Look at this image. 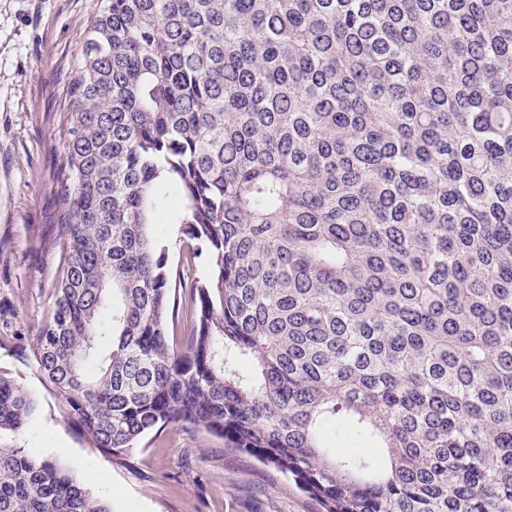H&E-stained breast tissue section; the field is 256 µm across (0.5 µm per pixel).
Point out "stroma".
Instances as JSON below:
<instances>
[{
    "instance_id": "stroma-1",
    "label": "stroma",
    "mask_w": 512,
    "mask_h": 512,
    "mask_svg": "<svg viewBox=\"0 0 512 512\" xmlns=\"http://www.w3.org/2000/svg\"><path fill=\"white\" fill-rule=\"evenodd\" d=\"M97 0H0V368L36 398L17 444L90 480L112 512H318L273 466L186 426L133 449L89 443L42 384L31 347L46 324L61 253L58 201L69 87Z\"/></svg>"
}]
</instances>
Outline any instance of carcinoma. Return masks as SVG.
<instances>
[{
	"mask_svg": "<svg viewBox=\"0 0 512 512\" xmlns=\"http://www.w3.org/2000/svg\"><path fill=\"white\" fill-rule=\"evenodd\" d=\"M71 98L32 358L95 447L186 424L321 512H512V0H101ZM37 409L0 370V436ZM0 512L111 510L0 444ZM153 232L156 234L158 232H162L163 236L169 245V254L170 260L174 264L181 262V260L185 257V252L187 249V245L182 243L180 237L182 234L180 233V225L178 224H164L163 226H158L157 228H153ZM183 239V236H182Z\"/></svg>",
	"mask_w": 512,
	"mask_h": 512,
	"instance_id": "cac0c4a2",
	"label": "carcinoma"
}]
</instances>
